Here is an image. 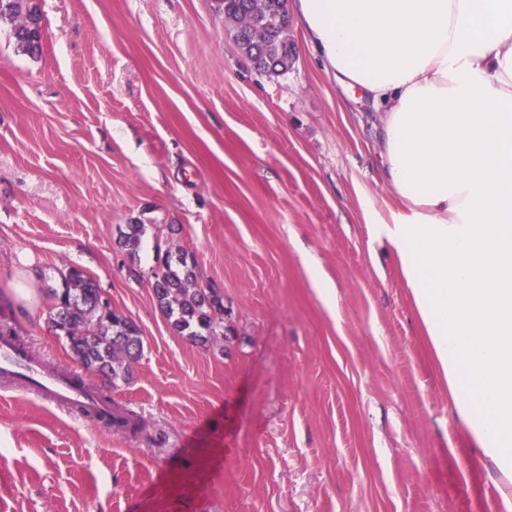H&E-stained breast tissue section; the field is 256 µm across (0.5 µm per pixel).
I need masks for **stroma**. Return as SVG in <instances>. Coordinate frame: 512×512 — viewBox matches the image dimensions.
I'll list each match as a JSON object with an SVG mask.
<instances>
[{
	"mask_svg": "<svg viewBox=\"0 0 512 512\" xmlns=\"http://www.w3.org/2000/svg\"><path fill=\"white\" fill-rule=\"evenodd\" d=\"M36 3L40 57L0 21V321L44 371H77L45 290L85 270L142 331L112 397L144 430L95 428L0 378V512H499L370 227L399 207L379 114L301 21L292 67L270 75L217 0ZM131 224L146 228L133 257L117 245ZM178 245L224 295L206 346L153 297L156 256ZM305 263L316 293L323 304L330 310H333L336 305V291L334 285L318 273L316 262L312 257H307Z\"/></svg>",
	"mask_w": 512,
	"mask_h": 512,
	"instance_id": "35a3bbf8",
	"label": "stroma"
}]
</instances>
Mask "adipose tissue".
Masks as SVG:
<instances>
[{"label": "adipose tissue", "mask_w": 512, "mask_h": 512, "mask_svg": "<svg viewBox=\"0 0 512 512\" xmlns=\"http://www.w3.org/2000/svg\"><path fill=\"white\" fill-rule=\"evenodd\" d=\"M381 115L391 247L455 414L512 512V0H296Z\"/></svg>", "instance_id": "ef3b65f1"}]
</instances>
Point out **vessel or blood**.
Instances as JSON below:
<instances>
[{
    "label": "vessel or blood",
    "instance_id": "vessel-or-blood-1",
    "mask_svg": "<svg viewBox=\"0 0 512 512\" xmlns=\"http://www.w3.org/2000/svg\"><path fill=\"white\" fill-rule=\"evenodd\" d=\"M0 376L24 384L46 401L60 406L89 405L85 392L62 376H51L26 354L7 341H0Z\"/></svg>",
    "mask_w": 512,
    "mask_h": 512
}]
</instances>
